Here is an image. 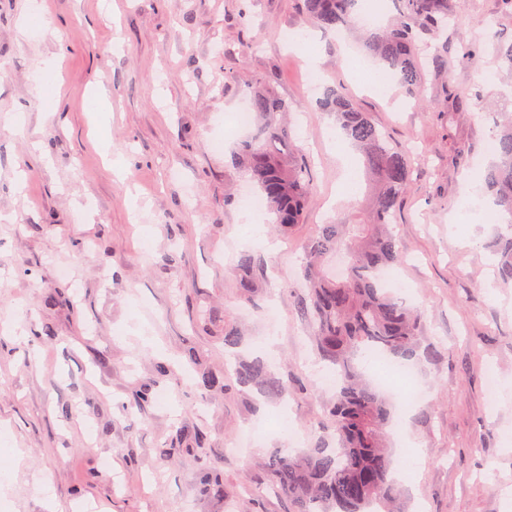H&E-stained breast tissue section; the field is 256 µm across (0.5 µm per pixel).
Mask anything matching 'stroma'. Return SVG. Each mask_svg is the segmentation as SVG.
Instances as JSON below:
<instances>
[{"mask_svg": "<svg viewBox=\"0 0 512 512\" xmlns=\"http://www.w3.org/2000/svg\"><path fill=\"white\" fill-rule=\"evenodd\" d=\"M38 2L29 22L27 0H0V512H288L270 449L333 436L330 369L300 313L302 245L355 209L336 191L361 164L308 94L311 69L420 147L394 224L397 294L421 312L426 352L403 422L418 457L405 512H512V283L487 248L496 225L471 206L496 122L480 103L512 111V72L490 49L456 51L478 17L511 39L512 10L469 0L449 23L446 73L422 55L420 104L395 81L363 88L358 40L318 28L297 0ZM257 81L309 136L312 202L285 241L248 210L230 162L247 131L224 118ZM255 222L260 243L244 234ZM245 252L247 302L234 280ZM228 328L287 382L284 400L237 385ZM211 371L223 387L198 389ZM283 408L296 437L266 426ZM207 469L223 473V498L199 496ZM255 261L250 254H241L237 263V279L238 288L245 299H249L256 288L255 278Z\"/></svg>", "mask_w": 512, "mask_h": 512, "instance_id": "obj_1", "label": "stroma"}]
</instances>
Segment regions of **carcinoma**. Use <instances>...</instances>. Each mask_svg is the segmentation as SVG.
Listing matches in <instances>:
<instances>
[{"instance_id":"obj_1","label":"carcinoma","mask_w":512,"mask_h":512,"mask_svg":"<svg viewBox=\"0 0 512 512\" xmlns=\"http://www.w3.org/2000/svg\"><path fill=\"white\" fill-rule=\"evenodd\" d=\"M297 2L326 30L360 33L367 53L383 61L407 95L416 97L426 38L447 31L468 0H396L402 4L399 21L390 27L358 24L357 0ZM244 97L255 129L240 143L233 164L260 192L272 224L286 234L303 222L312 199L308 167L284 122L288 105L273 88L259 82ZM322 105L361 154L372 194L351 217L321 225L302 249L301 277L308 290L302 312L311 321L316 353L333 366L337 379L327 406L336 447L320 442L297 455L278 449L270 474L288 497V512H396L401 488L392 476L388 432L396 404L368 378L364 362L385 359L406 366L421 348V312L395 297L379 279L382 269L401 261L390 224L411 186L412 160L336 87L327 88ZM493 141L497 160L486 172L485 184L496 197L492 220L498 224L501 213H512V117L496 123ZM491 248L502 281H512V222L499 228ZM254 270L253 257L241 254L237 279L246 299L256 288ZM234 377L239 386H258L269 396L288 390L260 359L239 363ZM200 491L224 497L222 478L204 473Z\"/></svg>"}]
</instances>
